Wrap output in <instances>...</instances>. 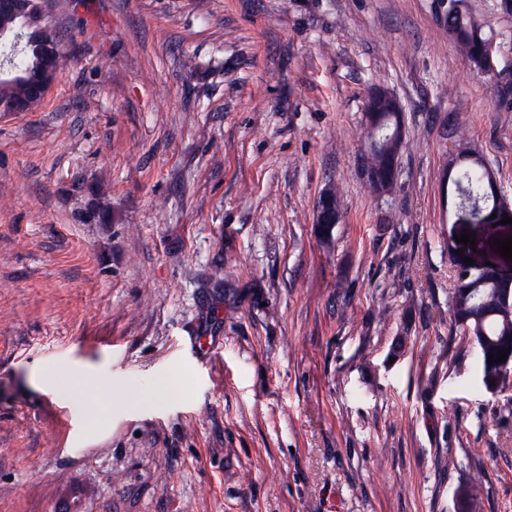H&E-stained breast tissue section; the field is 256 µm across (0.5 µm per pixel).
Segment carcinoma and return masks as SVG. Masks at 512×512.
Segmentation results:
<instances>
[{
  "label": "carcinoma",
  "mask_w": 512,
  "mask_h": 512,
  "mask_svg": "<svg viewBox=\"0 0 512 512\" xmlns=\"http://www.w3.org/2000/svg\"><path fill=\"white\" fill-rule=\"evenodd\" d=\"M440 7V18L447 27L448 36L474 68L487 70L490 60L497 54V46L473 19L464 0H443ZM45 27L43 14L38 7L25 20H0V67L9 65L15 69H26L44 62L50 71L49 79H55L61 57L44 60L41 41L45 36ZM19 34L23 42L18 46L15 37ZM26 95L24 83L0 77V109ZM368 107L370 111L365 113L368 147L363 159L369 166L386 172L382 182L369 183L374 194L386 195L392 192L396 181L403 145L402 127L396 112L371 102ZM453 183L458 206L474 216L482 217L487 211L495 212L497 183L487 159L478 157L460 163ZM470 285L468 292L452 288V327L463 331L464 336L472 339L476 348L482 351L480 363L483 375L487 376L490 373L488 354L497 355L503 348H512V305L508 307L495 303L496 286L493 277L488 274L473 273Z\"/></svg>",
  "instance_id": "1"
}]
</instances>
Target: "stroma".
I'll return each mask as SVG.
<instances>
[{"label": "stroma", "instance_id": "35a3bbf8", "mask_svg": "<svg viewBox=\"0 0 512 512\" xmlns=\"http://www.w3.org/2000/svg\"><path fill=\"white\" fill-rule=\"evenodd\" d=\"M43 2L64 66L0 112V512H457L476 468L481 512H512V382L449 311L464 258L512 274V225L457 224L442 182L469 150L512 205V16L466 0L487 74L434 0ZM377 85L405 116L384 197ZM85 375L96 420L60 388ZM27 82H29V84L32 87V101L15 103L12 106H10L6 112H26L30 110L35 104L42 101L46 97L53 83H48L38 73L36 75L29 76ZM367 106L374 112H365L369 129L368 147L362 157L370 167L386 171L382 182H368L374 194L386 195L392 192L396 181L398 159L403 145L402 127L397 112L377 104L374 106L371 100ZM390 163L393 164L392 169H389ZM341 198H342V195H341V192L339 191V189H335V192L331 195V207H330V204H329V201L326 197V195H323V196H320V198L318 199L317 201V204H316V214H321L322 215V219H321V223H324V224H316L315 225V232L318 236H320L323 241L324 240H327V241H330L331 238H332V235H333V230L334 228L331 230V231H328L327 229V224H338L339 222L341 223L340 221V214H342V201H341ZM323 207L326 208V211L324 212L323 211ZM332 209H336V212L338 213H334ZM336 224H334L336 226ZM320 225V226H319Z\"/></svg>", "mask_w": 512, "mask_h": 512}]
</instances>
